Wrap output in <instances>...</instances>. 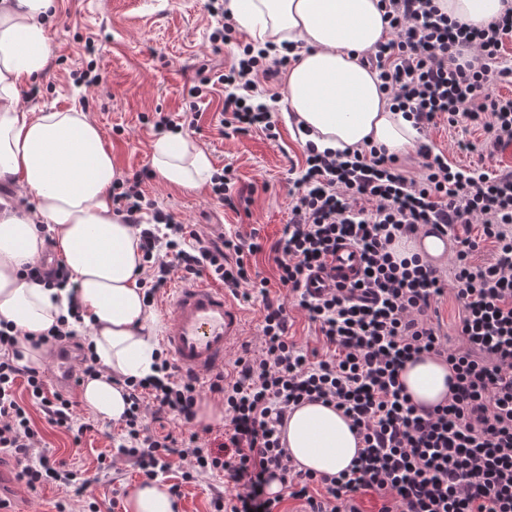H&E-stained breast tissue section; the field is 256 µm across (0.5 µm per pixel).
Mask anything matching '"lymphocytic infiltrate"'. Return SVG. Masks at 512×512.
Returning a JSON list of instances; mask_svg holds the SVG:
<instances>
[{
	"label": "lymphocytic infiltrate",
	"instance_id": "1",
	"mask_svg": "<svg viewBox=\"0 0 512 512\" xmlns=\"http://www.w3.org/2000/svg\"><path fill=\"white\" fill-rule=\"evenodd\" d=\"M380 2L388 38L362 53L360 63L376 69L393 107L412 115L418 130L441 118L483 130L482 144L463 145L477 152L473 165L452 164L422 143L413 175L383 148L332 153L306 145L304 164L288 181V222L269 248L254 230L188 235L147 197L149 168L112 183L115 212L140 230L147 302L177 271H205L233 296L262 298L258 341L232 372L216 373L204 386L165 357L156 375L124 383L129 408L120 420L119 454L149 480L180 466L179 482L169 487L177 497L198 474L223 476L212 512H281L289 499L301 501L303 512H363L367 496L380 501L378 512H512V168L486 165L512 144V95L497 90L512 84V65L504 61L512 11L476 28L449 20L434 0ZM236 46L223 73L186 86V110L200 116L215 82L226 89L220 135L255 129L275 138L268 83L294 62L293 49ZM431 225L449 228L455 240L450 271L420 254L399 258L392 251ZM343 243L360 254V278L307 289V279L326 270ZM266 250L286 302L270 299L267 278L254 269L253 256ZM448 293L458 307L451 333L437 308ZM292 307L314 324L318 347L289 336ZM20 340L0 322V455L15 458L29 488L58 484L87 494L66 461L42 448L29 409L77 438L93 425L77 418L61 391L47 388L41 371L17 364ZM424 356L450 370L448 393L434 405L414 403L400 379L407 361ZM207 393L224 400L222 430L196 423ZM307 402L332 406L348 420L359 448L346 470L317 475L294 465L284 428ZM147 410L173 421L175 431L146 433Z\"/></svg>",
	"mask_w": 512,
	"mask_h": 512
}]
</instances>
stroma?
I'll use <instances>...</instances> for the list:
<instances>
[{"instance_id": "1", "label": "stroma", "mask_w": 512, "mask_h": 512, "mask_svg": "<svg viewBox=\"0 0 512 512\" xmlns=\"http://www.w3.org/2000/svg\"><path fill=\"white\" fill-rule=\"evenodd\" d=\"M59 18L49 36V65L39 80L38 91L28 105L57 110L78 108L102 130L104 144L112 154L118 174L148 165L158 133L141 117L155 111L181 114L183 89L199 69L223 70L229 62L227 51H214L209 34L213 22L204 0H60ZM93 39L96 60L108 82L100 87L74 85L72 71L85 65L82 46ZM222 94L214 92L211 102L188 134L209 152L215 168L232 165L244 195L237 210L217 204L210 188L188 190L172 187L160 179L146 182L144 189L176 220L193 225L200 234L210 228L258 229L267 242H275L288 221V170L303 162L304 147L284 114L288 107L278 101L274 119L279 137L267 139L259 131L225 137L218 125ZM479 130L462 132L441 122L429 128L426 141L445 153L452 163L466 165L473 154L461 150V143L482 141ZM43 446L66 459L82 478L92 483L101 512H124L126 494L142 482L137 469L122 457H114L110 468H100L98 458L113 455L112 438L118 423L94 419V428L81 441L71 433L47 423L39 411H32ZM6 483L0 496L8 498L15 512H56L64 500L69 512H87L85 497L53 484L28 489L16 479L17 463L0 458Z\"/></svg>"}]
</instances>
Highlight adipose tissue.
<instances>
[{"mask_svg": "<svg viewBox=\"0 0 512 512\" xmlns=\"http://www.w3.org/2000/svg\"><path fill=\"white\" fill-rule=\"evenodd\" d=\"M434 3L449 19L477 26L504 10L503 0ZM58 7V0H0V182L30 201L25 208L15 198H0V320L38 334L67 317L70 302H77L83 311L78 331L89 336L101 370L83 383L79 400L115 422L128 404L114 380L152 374L158 316L138 284V231L114 213L116 169L100 128L79 110L20 102L22 88L47 67L49 24ZM224 8L252 43H305L298 62L282 75L286 117L301 141L320 151L414 149L420 135L412 118L392 109L375 71L357 60L388 32L378 0H226ZM151 166L167 184L189 189L210 184L215 173L209 153L179 133L155 140ZM49 246L69 271L67 287L47 288L21 274ZM448 375L446 365L425 357L407 362L400 379L413 402L435 404L448 392ZM286 438L293 460L318 474L345 469L357 451L347 420L319 403L294 410ZM125 512L178 510L167 485L154 479L129 493Z\"/></svg>", "mask_w": 512, "mask_h": 512, "instance_id": "obj_1", "label": "adipose tissue"}]
</instances>
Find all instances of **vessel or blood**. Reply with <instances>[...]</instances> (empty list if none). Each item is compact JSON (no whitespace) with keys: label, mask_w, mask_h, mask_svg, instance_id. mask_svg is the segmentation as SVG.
<instances>
[{"label":"vessel or blood","mask_w":512,"mask_h":512,"mask_svg":"<svg viewBox=\"0 0 512 512\" xmlns=\"http://www.w3.org/2000/svg\"><path fill=\"white\" fill-rule=\"evenodd\" d=\"M361 264L356 249L339 245L330 269L313 274L309 288H327L348 284L360 276ZM171 315L161 336V343L183 371L195 376L222 369L225 356L237 348L247 330L242 309L224 289L206 281H179L168 302Z\"/></svg>","instance_id":"b4317fda"}]
</instances>
